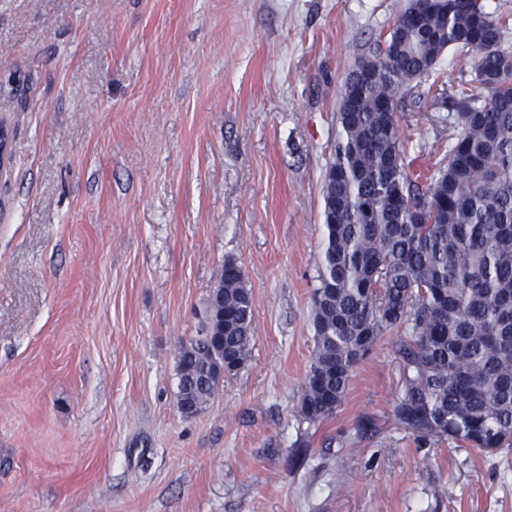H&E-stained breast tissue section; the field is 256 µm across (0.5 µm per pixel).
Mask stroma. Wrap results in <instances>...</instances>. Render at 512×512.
<instances>
[{
    "label": "stroma",
    "instance_id": "obj_1",
    "mask_svg": "<svg viewBox=\"0 0 512 512\" xmlns=\"http://www.w3.org/2000/svg\"><path fill=\"white\" fill-rule=\"evenodd\" d=\"M408 0H0V512H512V449L395 412L384 333L336 412L300 414L345 73ZM398 108L412 169L463 133L472 54ZM250 353L176 408L226 260Z\"/></svg>",
    "mask_w": 512,
    "mask_h": 512
}]
</instances>
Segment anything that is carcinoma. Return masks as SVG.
Here are the masks:
<instances>
[{
	"instance_id": "carcinoma-1",
	"label": "carcinoma",
	"mask_w": 512,
	"mask_h": 512,
	"mask_svg": "<svg viewBox=\"0 0 512 512\" xmlns=\"http://www.w3.org/2000/svg\"><path fill=\"white\" fill-rule=\"evenodd\" d=\"M498 40L480 0H409L387 51L345 77L300 403L310 423L333 415L357 365L384 331L401 327L394 346L410 373L397 407L403 422L480 452L512 445V57L488 50ZM450 47L476 53L488 95L456 90L464 134L423 182L405 165L396 106ZM252 316L243 270L228 260L204 334L179 349L184 416L215 395L216 364L245 362Z\"/></svg>"
}]
</instances>
